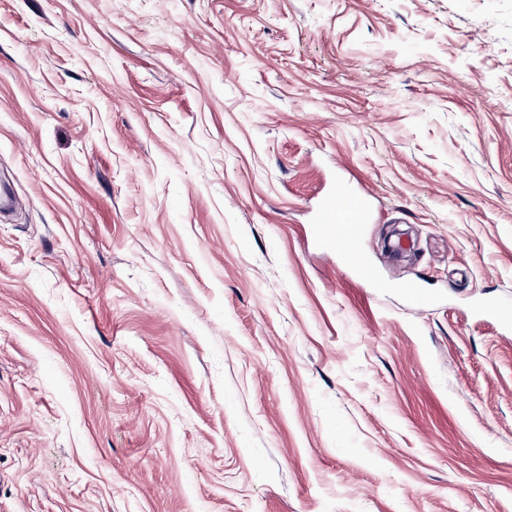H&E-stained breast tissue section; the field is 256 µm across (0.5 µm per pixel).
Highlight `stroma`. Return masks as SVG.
Returning a JSON list of instances; mask_svg holds the SVG:
<instances>
[{
    "instance_id": "obj_1",
    "label": "stroma",
    "mask_w": 512,
    "mask_h": 512,
    "mask_svg": "<svg viewBox=\"0 0 512 512\" xmlns=\"http://www.w3.org/2000/svg\"><path fill=\"white\" fill-rule=\"evenodd\" d=\"M510 99L512 0H0V512H512ZM350 198L340 191L329 196L323 203L319 215V235L329 244H336L342 251L347 268L356 271L362 278L372 281L375 272L364 260L358 245L365 214L362 206L348 211Z\"/></svg>"
}]
</instances>
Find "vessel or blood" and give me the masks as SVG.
Wrapping results in <instances>:
<instances>
[{"label": "vessel or blood", "instance_id": "b4317fda", "mask_svg": "<svg viewBox=\"0 0 512 512\" xmlns=\"http://www.w3.org/2000/svg\"><path fill=\"white\" fill-rule=\"evenodd\" d=\"M350 198L338 192L323 203L319 215V235L327 243L338 245L347 268L356 271L366 280H374L375 273L363 257L358 245L361 228L365 222L363 208H350Z\"/></svg>", "mask_w": 512, "mask_h": 512}]
</instances>
